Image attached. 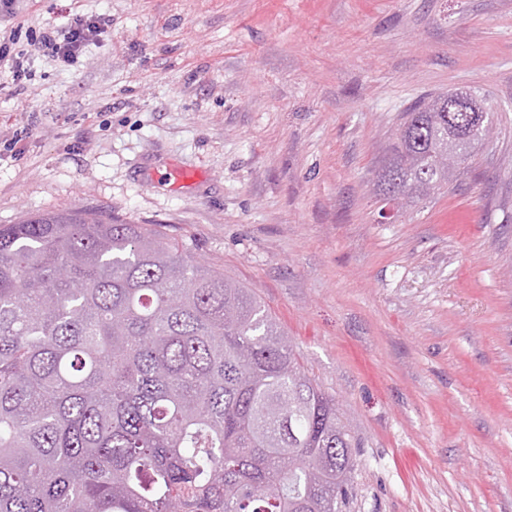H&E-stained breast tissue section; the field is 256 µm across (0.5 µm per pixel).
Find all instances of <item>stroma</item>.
I'll list each match as a JSON object with an SVG mask.
<instances>
[{"label": "stroma", "instance_id": "stroma-1", "mask_svg": "<svg viewBox=\"0 0 512 512\" xmlns=\"http://www.w3.org/2000/svg\"><path fill=\"white\" fill-rule=\"evenodd\" d=\"M79 16L74 64L35 50ZM0 30V225L97 209L253 288L359 442L342 512H512V0H13ZM457 89L497 137L385 203L403 113Z\"/></svg>", "mask_w": 512, "mask_h": 512}]
</instances>
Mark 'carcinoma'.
Segmentation results:
<instances>
[{
  "mask_svg": "<svg viewBox=\"0 0 512 512\" xmlns=\"http://www.w3.org/2000/svg\"><path fill=\"white\" fill-rule=\"evenodd\" d=\"M416 102L391 198L448 187L481 115ZM355 439L256 293L143 224L0 226V512H342Z\"/></svg>",
  "mask_w": 512,
  "mask_h": 512,
  "instance_id": "1",
  "label": "carcinoma"
}]
</instances>
